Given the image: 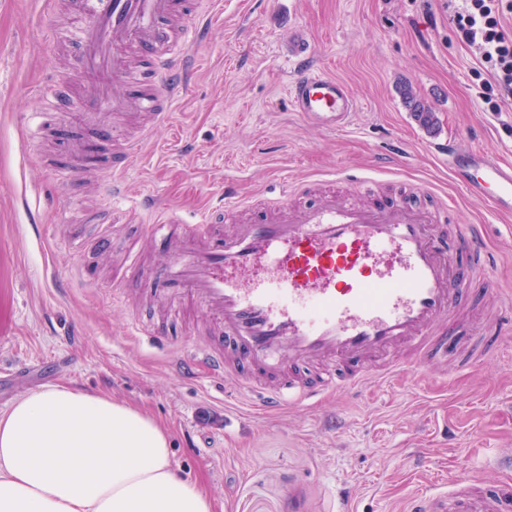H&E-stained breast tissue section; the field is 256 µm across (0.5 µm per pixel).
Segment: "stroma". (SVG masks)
<instances>
[{"instance_id": "obj_1", "label": "stroma", "mask_w": 512, "mask_h": 512, "mask_svg": "<svg viewBox=\"0 0 512 512\" xmlns=\"http://www.w3.org/2000/svg\"><path fill=\"white\" fill-rule=\"evenodd\" d=\"M459 0H219L209 38L193 45L196 81L169 124L139 133L126 123L125 171L76 156L55 114L37 125L58 77L81 83L52 36L63 19L47 0H0V409L60 383L144 408L170 430L182 476L201 483L217 512H404L415 491L462 473L512 483V333L470 366L457 359L371 377L360 397L333 393L267 413L238 380L188 373L182 360L213 340L212 316L170 308L145 281L126 277L138 245L148 267L171 258L150 235L160 212L194 224L221 196L264 197L320 180L342 201L373 204L410 191L412 202L453 199L455 220L485 227L501 288L512 289V219L466 196L441 147L460 141L512 160V109L475 100L479 52L461 43ZM305 34L317 63L359 101L346 127L309 125L288 105L289 32ZM411 84L435 112L427 133L404 107ZM373 178L360 186L354 174ZM149 333L136 336L134 322Z\"/></svg>"}]
</instances>
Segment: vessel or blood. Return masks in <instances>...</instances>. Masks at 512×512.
<instances>
[{
    "label": "vessel or blood",
    "instance_id": "vessel-or-blood-1",
    "mask_svg": "<svg viewBox=\"0 0 512 512\" xmlns=\"http://www.w3.org/2000/svg\"><path fill=\"white\" fill-rule=\"evenodd\" d=\"M187 2L51 0L74 13L56 39L74 48L86 81L74 107L69 90L55 86L45 112L74 111L75 128L93 129L103 144L113 139L110 113L135 106L150 125L169 121L184 94L190 48L218 12L216 0L204 8ZM288 57L291 110L316 127L343 128L358 106L349 85L314 65L304 35H289ZM448 173L465 194L512 215V164L452 143ZM243 208L228 194L196 224L166 213L151 230L178 239L174 259L153 270L133 257L128 270L211 313L219 340L196 347L190 363L215 377L236 371L254 388L275 378L264 387L266 408L312 403L335 389L354 394L369 376L387 380L447 357L469 333L473 283L512 306L494 277L483 225L455 223L453 206L403 197L359 206L332 194L300 206L278 198L269 217L225 225ZM396 351L397 364L389 360ZM408 512H512V484L488 490L452 476L446 490L413 497Z\"/></svg>",
    "mask_w": 512,
    "mask_h": 512
}]
</instances>
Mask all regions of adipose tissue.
I'll list each match as a JSON object with an SVG mask.
<instances>
[{
	"mask_svg": "<svg viewBox=\"0 0 512 512\" xmlns=\"http://www.w3.org/2000/svg\"><path fill=\"white\" fill-rule=\"evenodd\" d=\"M0 512H213L170 433L125 401L59 384L0 413Z\"/></svg>",
	"mask_w": 512,
	"mask_h": 512,
	"instance_id": "1",
	"label": "adipose tissue"
}]
</instances>
